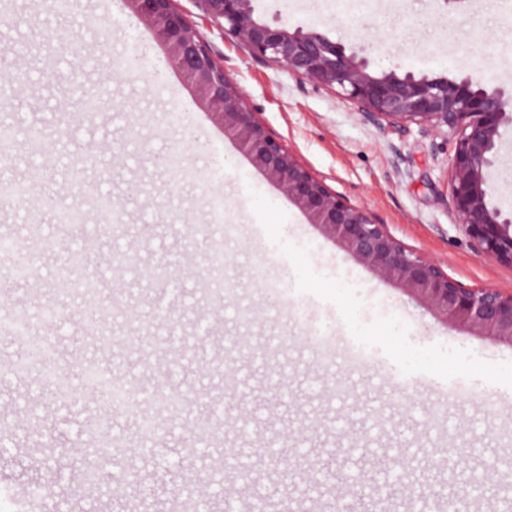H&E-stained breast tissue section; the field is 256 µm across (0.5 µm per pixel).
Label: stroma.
Instances as JSON below:
<instances>
[{
    "mask_svg": "<svg viewBox=\"0 0 512 512\" xmlns=\"http://www.w3.org/2000/svg\"><path fill=\"white\" fill-rule=\"evenodd\" d=\"M88 0H72L60 15L55 0H0L8 22L0 24V70L27 62L18 83L0 84V126L17 139L41 127L47 153L36 157L17 150L0 165V178L33 180L38 193L56 207L80 206L82 194L69 187L72 166L92 143L110 144L86 169L87 178L116 205V223L149 225L140 241L143 259L164 260L179 272L165 289L141 282L134 271L118 276L115 287L123 310L112 317V341L82 343L84 314L79 295H57L58 270L74 246L106 252L123 246L120 234L105 235L95 212H88L80 241L66 235L54 210L39 216L41 237H28L27 204L0 200V234H12L22 258L35 268L28 283L3 276L0 302L24 312L49 304L56 318L49 333L65 359L77 369L88 361L103 373L135 385L146 404L158 409L160 390L181 389L190 398L163 416L152 441L155 453L138 454L134 417L107 419L110 435L122 437L116 462L105 467L101 483L88 488L82 460L73 458L86 439L84 404L62 406L54 391L31 370L22 383L0 369V422L13 424L38 414L35 429H18V446L0 447V501L22 512L17 487L38 486L41 493L63 491L70 512H171L170 501L187 481L201 474L188 454L191 423H205L207 408L221 401L228 429L214 457L247 455L258 441L280 437L287 456L264 461L262 480L240 485L246 499L263 494L269 512H281L292 490L290 472L303 468L333 481L338 470L355 472L365 449L390 446L395 474H405L411 457L435 452L433 469L421 478L429 501L466 500L471 486L503 500L512 486V420L500 410L512 403V391L487 388L484 398L462 395L432 399L408 395L406 386L381 389L373 372L348 369L334 358L326 375L310 372L312 351L302 344L287 352L240 360L231 344L248 339L254 348L275 343L284 326L280 310L268 303L263 282L253 269L264 264L285 281L308 322L349 324L358 335L387 348L408 372L454 382L482 375L498 378L512 366V344L489 340L429 312L396 283L361 265L333 238L268 183L235 145L214 134L206 117L190 120L197 107L181 79L156 54L137 47L147 32L125 7L112 0L108 11L87 18ZM207 43L214 59L239 84L253 112L316 177L349 204L366 208L374 220L406 248L436 261L454 280L470 288L512 292V266L484 254L457 224L444 195L450 146L422 132L378 129L363 124L353 106L334 90L298 79L278 65L253 57L206 14L201 0H174ZM264 20L293 27H314L332 41L365 56L372 69L403 73L471 75L487 88L512 91V0H254ZM70 90L63 107L59 85ZM100 96L106 108L78 119L80 99ZM181 155L189 167L205 172L200 187L170 173L163 158ZM493 204L512 212V124L502 130L500 158L493 169ZM223 200L232 224L224 237V286L232 300L221 316L210 315L197 281L208 266L216 237L210 226L209 197ZM284 225L288 249L267 257L263 240L272 225ZM241 307L254 309L253 323L237 320ZM209 319V341L187 351L200 317ZM160 358L145 357L148 349ZM235 370L229 387L224 373ZM349 382L347 394L324 401V380Z\"/></svg>",
    "mask_w": 512,
    "mask_h": 512,
    "instance_id": "1",
    "label": "stroma"
}]
</instances>
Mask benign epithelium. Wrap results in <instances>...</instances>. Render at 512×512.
Instances as JSON below:
<instances>
[{
  "label": "benign epithelium",
  "mask_w": 512,
  "mask_h": 512,
  "mask_svg": "<svg viewBox=\"0 0 512 512\" xmlns=\"http://www.w3.org/2000/svg\"><path fill=\"white\" fill-rule=\"evenodd\" d=\"M134 14L153 22L172 48L166 63L179 71L224 118V136L308 223L322 226L357 261L403 288L424 290L448 322L468 323L486 336L512 332V294L467 288L429 258L405 248L369 213L347 203L301 165L257 119L238 85L212 57L173 0H134ZM207 14L256 58L332 89L350 102L365 125L400 132L411 123L450 145L445 184L455 219L490 258L512 266V215L490 200V169L500 129L512 124V94L487 90L473 77L376 71L367 59L314 28L272 23L255 14L253 0H203Z\"/></svg>",
  "instance_id": "7a95c632"
}]
</instances>
